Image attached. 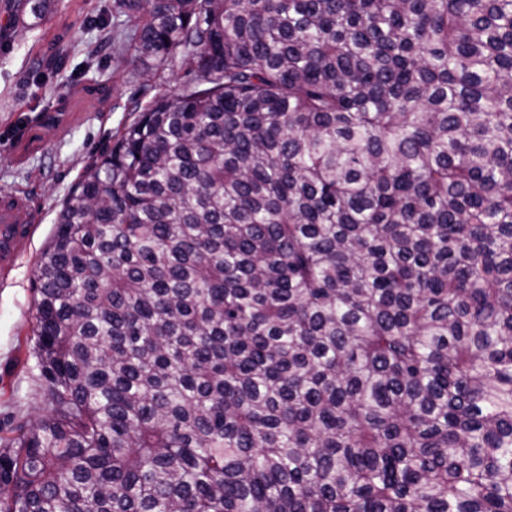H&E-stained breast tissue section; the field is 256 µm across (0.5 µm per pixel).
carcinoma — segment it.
Segmentation results:
<instances>
[{
    "label": "carcinoma",
    "instance_id": "carcinoma-1",
    "mask_svg": "<svg viewBox=\"0 0 512 512\" xmlns=\"http://www.w3.org/2000/svg\"><path fill=\"white\" fill-rule=\"evenodd\" d=\"M115 8L0 512H512V0Z\"/></svg>",
    "mask_w": 512,
    "mask_h": 512
}]
</instances>
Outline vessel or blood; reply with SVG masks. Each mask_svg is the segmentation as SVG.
I'll return each mask as SVG.
<instances>
[{
    "mask_svg": "<svg viewBox=\"0 0 512 512\" xmlns=\"http://www.w3.org/2000/svg\"><path fill=\"white\" fill-rule=\"evenodd\" d=\"M34 230L29 202L15 194L0 196V274L8 275L25 253Z\"/></svg>",
    "mask_w": 512,
    "mask_h": 512,
    "instance_id": "vessel-or-blood-1",
    "label": "vessel or blood"
}]
</instances>
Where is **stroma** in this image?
<instances>
[{
  "mask_svg": "<svg viewBox=\"0 0 512 512\" xmlns=\"http://www.w3.org/2000/svg\"><path fill=\"white\" fill-rule=\"evenodd\" d=\"M15 2L0 0V194L27 197L37 230L8 283H0V443L41 412L31 371L36 263L62 201L89 158L110 148L129 120L130 98L146 103L185 82L173 63L140 76L123 35L131 23L113 14V0H58L41 28L7 37ZM100 14L109 17L107 29L93 22ZM61 33L71 51L58 71L45 54Z\"/></svg>",
  "mask_w": 512,
  "mask_h": 512,
  "instance_id": "stroma-1",
  "label": "stroma"
}]
</instances>
